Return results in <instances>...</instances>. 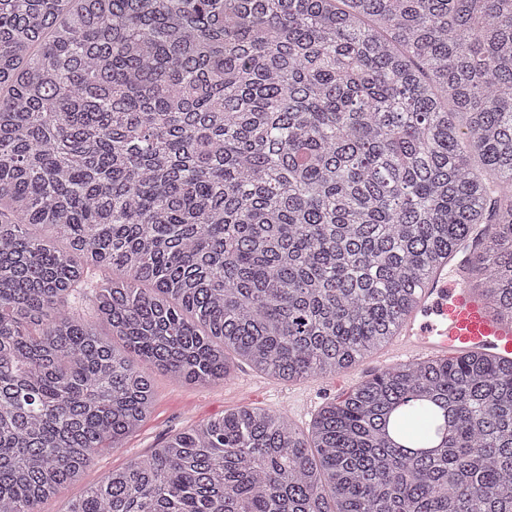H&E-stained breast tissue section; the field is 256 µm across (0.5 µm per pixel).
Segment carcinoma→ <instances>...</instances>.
Listing matches in <instances>:
<instances>
[{
    "mask_svg": "<svg viewBox=\"0 0 512 512\" xmlns=\"http://www.w3.org/2000/svg\"><path fill=\"white\" fill-rule=\"evenodd\" d=\"M481 236L512 316V0H0V512L146 419L131 356L334 375ZM66 512H512V362L239 407Z\"/></svg>",
    "mask_w": 512,
    "mask_h": 512,
    "instance_id": "1",
    "label": "carcinoma"
}]
</instances>
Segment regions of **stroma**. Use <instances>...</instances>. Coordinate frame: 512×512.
Returning <instances> with one entry per match:
<instances>
[{"mask_svg":"<svg viewBox=\"0 0 512 512\" xmlns=\"http://www.w3.org/2000/svg\"><path fill=\"white\" fill-rule=\"evenodd\" d=\"M388 346H380L352 368L325 378L281 382L258 372L246 363H239L233 378L211 384L188 383L173 375L145 366L154 390L150 415L121 447L110 450L85 470L80 479L61 493L44 501L41 512H65L70 499L82 495L101 478L124 468L130 460L150 455L170 437L197 423L223 415L224 412L249 405L286 416L300 429H309L313 413H301L299 405L310 392H318V405L341 399L344 394L369 375L381 371Z\"/></svg>","mask_w":512,"mask_h":512,"instance_id":"1","label":"stroma"}]
</instances>
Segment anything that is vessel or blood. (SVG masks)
Instances as JSON below:
<instances>
[{
  "label": "vessel or blood",
  "mask_w": 512,
  "mask_h": 512,
  "mask_svg": "<svg viewBox=\"0 0 512 512\" xmlns=\"http://www.w3.org/2000/svg\"><path fill=\"white\" fill-rule=\"evenodd\" d=\"M473 258L464 251L443 262L419 290L418 303L394 338V362H421L481 352L512 359V318L469 288Z\"/></svg>",
  "instance_id": "b4317fda"
}]
</instances>
